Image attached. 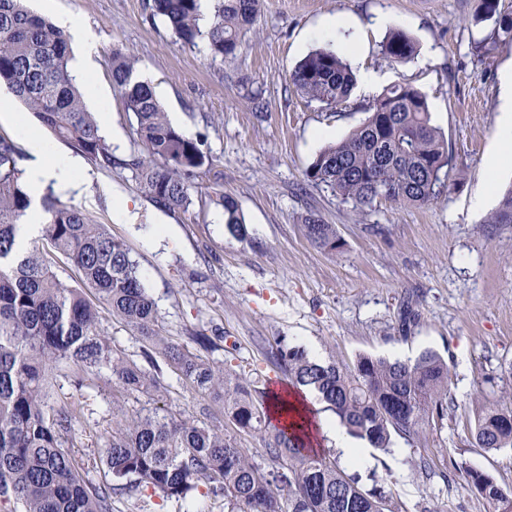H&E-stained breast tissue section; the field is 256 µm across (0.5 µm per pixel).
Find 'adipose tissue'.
I'll return each mask as SVG.
<instances>
[{"instance_id": "1", "label": "adipose tissue", "mask_w": 512, "mask_h": 512, "mask_svg": "<svg viewBox=\"0 0 512 512\" xmlns=\"http://www.w3.org/2000/svg\"><path fill=\"white\" fill-rule=\"evenodd\" d=\"M500 129L497 148L486 162L488 180L495 178L506 168L512 167V71L502 77V96L500 105ZM29 152L32 157L27 178L33 194H40L47 183H56L60 188L70 185V163L56 157L48 145L38 136L28 138ZM311 393L290 392L275 393L271 396L272 415L276 419L286 417L303 421L307 430H317L335 437L336 450L342 459L362 463L367 459V450L354 443L343 427L333 421L313 420L310 404Z\"/></svg>"}]
</instances>
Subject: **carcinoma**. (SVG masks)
<instances>
[{
    "instance_id": "carcinoma-1",
    "label": "carcinoma",
    "mask_w": 512,
    "mask_h": 512,
    "mask_svg": "<svg viewBox=\"0 0 512 512\" xmlns=\"http://www.w3.org/2000/svg\"><path fill=\"white\" fill-rule=\"evenodd\" d=\"M152 0L176 39L202 40L213 60L236 57L239 35L254 25L261 0ZM482 14L495 19L493 43L512 45V11L500 0H481ZM382 55L394 62L412 58L414 40L403 30L388 32ZM69 36L31 11L25 0H0V84L32 112L56 139L96 167L110 169L112 148L85 105L70 69ZM112 81L133 113L136 134L148 160L134 159L140 190L163 210L191 203L188 179L206 156L199 144L174 127L152 87L134 78V61L112 49ZM295 89L326 109L348 99L354 73L345 52L333 44L302 58L289 74ZM19 150L0 136V509L3 512H112L114 481L131 491L147 487L185 501L199 486L224 495V512H399L391 491L367 488L336 459L304 444L295 423L274 425L266 392L245 375L214 364L162 335L157 308L123 240L112 236L82 207L64 203L49 190L41 197V244L18 240L31 205L18 167ZM448 142L432 124L427 99L409 84L387 89L367 108V117L347 137L322 149L306 170L307 180L325 185L343 201L364 210L385 201L427 206L447 191ZM229 232H244L234 201L224 199ZM489 223L512 224V187L501 194ZM308 239L333 252L336 225L314 214L305 218ZM61 255L74 267L76 284L52 271ZM146 337L152 353L182 384L219 402L240 434L258 436L274 467L255 461L236 438L201 420L155 407L122 414L97 449L112 481L87 478L83 456L72 441L83 391L109 376L123 393L163 398L170 384L162 366L146 371L112 347L102 328L100 305ZM290 384L317 392L350 436L383 454L396 440L423 443L424 431L448 416V365L425 350L414 361L363 354L349 363L320 361L299 347L277 350ZM72 378L75 394L55 399L53 371ZM476 445L486 451L512 449V407H492L474 426ZM457 477L471 485L488 512H512V496L490 474L464 467Z\"/></svg>"
}]
</instances>
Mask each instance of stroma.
Here are the masks:
<instances>
[{
	"mask_svg": "<svg viewBox=\"0 0 512 512\" xmlns=\"http://www.w3.org/2000/svg\"><path fill=\"white\" fill-rule=\"evenodd\" d=\"M151 0H30L41 14L80 16L97 35L91 68L76 75L95 112L115 163L100 169L54 140L21 102V123L0 122V134L22 143V130L75 160L62 202L81 206L127 244L153 298L164 335L182 344L210 336L217 364L250 371L257 387L287 383L272 357L278 345L346 362L361 354L412 360L426 349L448 363L455 406L442 424L428 426L423 447L396 443L392 454L370 450L358 473L362 485L392 489L401 512H488L485 502L453 471L470 466L512 490V450L479 448L471 426L487 409L512 403V224L490 229L499 193L512 168L487 183L485 161L500 135L499 94L512 46L478 52L492 21L476 15L477 0H262L256 24L240 36L235 59L212 60L204 42L181 45ZM347 26L327 29L329 18ZM393 28L415 41L401 63L380 51ZM347 48L354 72L377 71L376 92L354 87L348 101L328 110L289 82L296 63L313 49ZM127 48L135 77L148 82L171 123L197 140L204 166L189 179L188 209L164 212L141 192L130 162L144 157L134 116L112 83V49ZM407 83L423 92L432 121L448 142L453 181L446 196L425 206L381 202L364 211L305 171L329 143L366 117L377 92ZM489 201L472 209L473 197ZM244 219V236L225 224L223 197ZM315 214L335 225L336 252L316 248L302 219ZM412 300L418 320L401 337L397 319ZM114 384L103 380L86 398L77 447L93 458L117 416ZM185 416L204 417L225 433L223 409L173 384L163 400ZM426 458L431 474L414 462ZM113 512H224V497L201 490L191 503L151 491L117 493Z\"/></svg>",
	"mask_w": 512,
	"mask_h": 512,
	"instance_id": "1",
	"label": "stroma"
}]
</instances>
